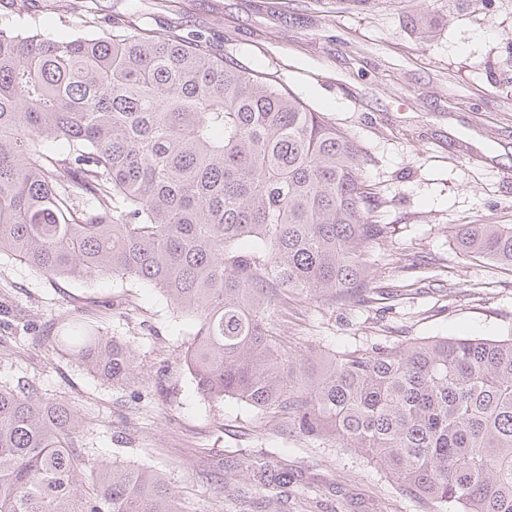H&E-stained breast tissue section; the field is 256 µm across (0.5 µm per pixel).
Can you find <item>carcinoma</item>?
I'll return each mask as SVG.
<instances>
[{
  "label": "carcinoma",
  "instance_id": "obj_1",
  "mask_svg": "<svg viewBox=\"0 0 512 512\" xmlns=\"http://www.w3.org/2000/svg\"><path fill=\"white\" fill-rule=\"evenodd\" d=\"M447 19L410 28L425 41ZM366 162L176 17L162 36L133 14L64 39L0 28V255L155 288L194 324L184 362L203 398L355 448L446 512H512V337L333 350L318 370L283 349L294 304L374 293ZM454 242L512 268L511 224H461ZM53 345L108 383L133 378L131 347L77 316ZM81 432L77 405L0 382V512H183L163 474L98 461Z\"/></svg>",
  "mask_w": 512,
  "mask_h": 512
}]
</instances>
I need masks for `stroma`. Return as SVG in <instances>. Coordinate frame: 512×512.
Returning a JSON list of instances; mask_svg holds the SVG:
<instances>
[{
	"label": "stroma",
	"mask_w": 512,
	"mask_h": 512,
	"mask_svg": "<svg viewBox=\"0 0 512 512\" xmlns=\"http://www.w3.org/2000/svg\"><path fill=\"white\" fill-rule=\"evenodd\" d=\"M90 16L0 7V27L31 25L64 36L95 18L99 29L136 13L164 32L180 6L184 34L200 35L281 84L360 144L363 181L386 239L371 269V300L336 311L304 303L284 330L308 368L328 349L401 345L430 336H512V271L460 255L459 224H512V0L487 5L421 41L407 19L425 0H88ZM414 259L405 268L403 257ZM83 318L133 350L134 378L110 385L73 356L53 350L61 326ZM190 323L156 289L117 277L66 280L0 258V381L29 382L75 403L80 442L104 462L159 470L186 512H261L223 482L253 485L251 455L287 473L277 512H439L411 496L352 448L308 442L277 418L197 392L183 361Z\"/></svg>",
	"instance_id": "obj_1"
}]
</instances>
